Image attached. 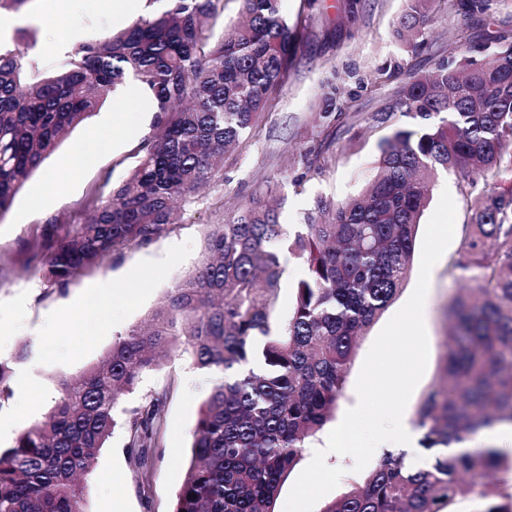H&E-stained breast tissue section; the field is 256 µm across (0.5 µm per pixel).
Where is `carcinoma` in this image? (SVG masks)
Masks as SVG:
<instances>
[{"instance_id":"obj_1","label":"carcinoma","mask_w":512,"mask_h":512,"mask_svg":"<svg viewBox=\"0 0 512 512\" xmlns=\"http://www.w3.org/2000/svg\"><path fill=\"white\" fill-rule=\"evenodd\" d=\"M512 0H449L463 27L493 18ZM124 30L74 47L47 72L0 49V214L59 139L133 79L153 98V127L133 174L95 204L85 223L55 236L45 255L63 287L103 257L147 245L178 220V203L224 180V155L249 140L288 84L303 50L302 19L280 0H240L242 20L216 31L224 0H165ZM441 0H406L393 33L408 51L428 45ZM462 59L439 62L391 87L369 118L390 131L361 195L317 201L290 233L271 203L278 184L251 195L211 225L196 271L176 283L146 329L117 337L106 356L62 380L45 420L0 450V512H85L80 478L119 424V396L134 391L160 357L190 354L222 374L202 401L191 461L172 512H275L288 476L334 416L358 339L410 273L420 217L438 170L475 195L450 272L469 285L446 309L448 349L440 381L420 398L414 424L432 453L421 466L385 451L323 512H457L461 477L479 512H512V472L498 448L458 449L481 430L512 427V28L486 45L461 41ZM342 115L324 94L314 121ZM413 120L414 127L401 124ZM305 259L292 312L277 321L281 252ZM166 393L130 412L128 443L141 486L149 483L164 433Z\"/></svg>"}]
</instances>
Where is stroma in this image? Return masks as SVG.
Masks as SVG:
<instances>
[{
	"mask_svg": "<svg viewBox=\"0 0 512 512\" xmlns=\"http://www.w3.org/2000/svg\"><path fill=\"white\" fill-rule=\"evenodd\" d=\"M320 3L318 10L305 13L301 0H281L283 14L301 20L305 28L304 53L253 137L226 153L223 182L201 191L166 235L106 258L63 287L48 279L39 254L48 223H55L59 233L72 231L84 223L93 201L108 199L113 187L132 174L141 142L154 133L153 102L135 84L124 89L126 125L112 131L106 150L97 149L94 135L111 121L114 106L109 101L61 139L0 214V362L10 369L11 386L10 396L0 399L1 419L26 425L41 420L59 396L61 379L97 363L118 336L145 326L167 291L200 263L210 225L229 219L238 204L267 182L281 185V221L288 225L301 223L317 200L341 203L358 194L373 174L382 136L368 123L383 94L375 85L378 74L433 70L440 60L457 59L458 37L480 44L487 34L480 25L460 30L456 16L444 13L433 26L430 47L414 55L392 34L404 0H359L354 24L348 21L350 0ZM150 9L148 0H140L132 15L113 14L105 0H29L24 10L10 13L12 27L0 32V44L53 70L74 46L119 32ZM19 28L29 30L27 40H16ZM331 89L337 103L345 105V117L322 127L313 114ZM52 172L61 176L63 193L48 190L46 177ZM459 247V240H452L431 272L424 309L429 360L408 402L411 412L440 376L446 351L443 308L463 287L448 271ZM420 261L413 256L400 292L361 337L337 416L356 405L355 383L363 361L412 294ZM105 283L135 289L136 295L124 302L105 301L97 314L77 315L79 303ZM213 380L183 353L165 360L134 393L122 397V408L132 410L152 392L167 394L161 411L165 434L154 450L151 485L140 488L126 453L127 430L117 427L84 482L88 512H172L190 462V431Z\"/></svg>",
	"mask_w": 512,
	"mask_h": 512,
	"instance_id": "obj_1",
	"label": "stroma"
}]
</instances>
